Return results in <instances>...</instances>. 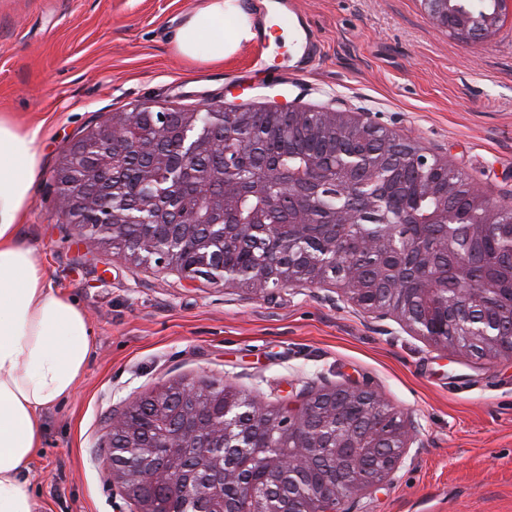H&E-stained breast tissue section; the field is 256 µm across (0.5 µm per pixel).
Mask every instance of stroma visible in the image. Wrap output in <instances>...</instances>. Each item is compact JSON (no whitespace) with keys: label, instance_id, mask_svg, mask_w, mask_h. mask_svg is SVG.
I'll use <instances>...</instances> for the list:
<instances>
[{"label":"stroma","instance_id":"stroma-1","mask_svg":"<svg viewBox=\"0 0 512 512\" xmlns=\"http://www.w3.org/2000/svg\"><path fill=\"white\" fill-rule=\"evenodd\" d=\"M198 0H0V113L41 125L42 173L22 231L73 298L94 350L74 393L47 407L28 472L45 512H131L97 447L112 407L178 381H204L297 410L305 384L370 381L413 415L420 445L354 512H512V361L458 357L294 286L255 293L188 284L172 268L114 261L76 234L54 181L68 144L98 115L203 98L374 113L386 129L448 155L495 199L512 198V12L486 41L437 27L421 0H296L321 57L299 79L277 44L254 63L191 64L173 30Z\"/></svg>","mask_w":512,"mask_h":512}]
</instances>
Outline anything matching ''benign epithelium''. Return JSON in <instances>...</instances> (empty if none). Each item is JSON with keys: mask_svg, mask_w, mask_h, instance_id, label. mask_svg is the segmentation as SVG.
<instances>
[{"mask_svg": "<svg viewBox=\"0 0 512 512\" xmlns=\"http://www.w3.org/2000/svg\"><path fill=\"white\" fill-rule=\"evenodd\" d=\"M454 37L478 42L512 0H422ZM192 112L149 106L101 115L73 140L54 176L59 210L81 231L118 249L116 258L178 268L190 282L264 292L331 280L379 320L464 356L478 343L512 357V224L503 203L477 183L464 204L455 185L431 175L452 163L397 135L361 171V155L336 151L339 166L312 154L298 167L259 155L256 124L277 137L343 143L380 129L369 112L274 106ZM404 167L423 177L419 215L399 198ZM341 198L343 207L325 204ZM259 205L243 218L246 203ZM377 215L373 228L362 224ZM211 387L175 382L112 407L100 447L128 448L134 466L112 468L136 512H170L163 488L180 490L183 512H342L381 490L418 443L419 423L367 383L308 392L295 412L237 396L212 411Z\"/></svg>", "mask_w": 512, "mask_h": 512, "instance_id": "obj_1", "label": "benign epithelium"}]
</instances>
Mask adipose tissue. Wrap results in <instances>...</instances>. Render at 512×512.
Listing matches in <instances>:
<instances>
[{
  "mask_svg": "<svg viewBox=\"0 0 512 512\" xmlns=\"http://www.w3.org/2000/svg\"><path fill=\"white\" fill-rule=\"evenodd\" d=\"M255 36L237 0H200L172 43L182 58L220 63ZM38 137L0 115V512H42L26 479L42 413L73 394L93 349L86 315L21 233L41 166Z\"/></svg>",
  "mask_w": 512,
  "mask_h": 512,
  "instance_id": "obj_1",
  "label": "adipose tissue"
}]
</instances>
